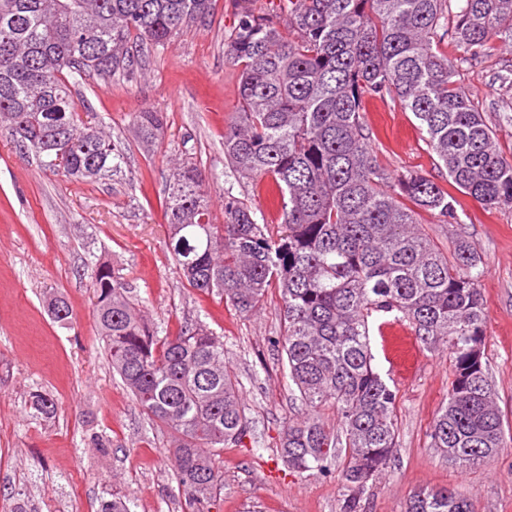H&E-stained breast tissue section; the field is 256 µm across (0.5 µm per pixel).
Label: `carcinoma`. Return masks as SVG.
Returning <instances> with one entry per match:
<instances>
[{
  "instance_id": "1",
  "label": "carcinoma",
  "mask_w": 512,
  "mask_h": 512,
  "mask_svg": "<svg viewBox=\"0 0 512 512\" xmlns=\"http://www.w3.org/2000/svg\"><path fill=\"white\" fill-rule=\"evenodd\" d=\"M213 0H0V124L19 150L68 178L110 180L123 153L81 118L70 86L107 84L136 65L141 44L162 46L208 21ZM242 0L227 54L240 66L238 111L224 131V159L242 179L269 177L283 231L224 197L213 223L197 164L177 163L164 198L167 248L189 287L237 313L257 312L269 290L282 303L271 341L306 415L288 421L280 457L289 470L323 476L343 459L349 494L361 497L396 449V392L373 365L369 320L391 315L429 348L448 345V401L430 426L431 447L462 466L506 446L484 358L483 261L463 234L443 255L419 229L421 211L458 224L456 198L417 171L378 160L363 103L375 96L410 112L446 180L487 210L512 209V158L460 84L458 67L512 44V0H279L276 13ZM453 53H448V50ZM139 140L164 129L160 112H136ZM95 320L112 365L152 422L170 434L179 491L190 512L221 497L214 452L249 432L240 382L224 364V337L204 324L159 337L107 263L91 275ZM48 315L64 324L67 300ZM44 418L56 403L32 396ZM337 417L340 430L326 426ZM405 512H473L458 488H421Z\"/></svg>"
}]
</instances>
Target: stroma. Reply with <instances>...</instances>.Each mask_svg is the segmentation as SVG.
Masks as SVG:
<instances>
[{
	"mask_svg": "<svg viewBox=\"0 0 512 512\" xmlns=\"http://www.w3.org/2000/svg\"><path fill=\"white\" fill-rule=\"evenodd\" d=\"M240 0H215L207 24L143 51L133 74L105 84L92 78L73 89L83 118L105 127L125 150L123 175L82 182L42 170L0 127V512H100L119 495L135 512H186L168 453L170 438L153 426L112 371L94 318L90 274L106 262L147 319L163 333L204 322L224 337V361L241 382V396L259 447L228 448L216 458L224 492L210 512H339L346 494L340 474H298L278 458L280 436L300 404L268 340L281 327L280 301L269 292L262 310L235 312L201 296L179 278L166 248L165 185L185 155L195 157L212 195L215 223L224 197L252 208L261 224L282 221L270 179H238L224 159V129L238 104L239 68L225 44ZM512 51L462 65L460 79L490 124L504 155L512 154ZM162 113L165 132L141 146L131 115ZM365 122L380 162L391 172L441 177L412 113L367 99ZM461 221H419L443 252L456 234L484 260V359L506 425L512 426V209L488 212L462 197ZM64 295L72 315L54 323L46 301ZM374 364L397 393V448L362 500V512H404L423 487L465 489L474 512H512V443L479 466L461 467L432 448L428 432L448 399L447 346L416 349L414 369L396 374L378 330L370 332ZM50 395L56 415H33L31 393ZM109 439L100 452L93 436Z\"/></svg>",
	"mask_w": 512,
	"mask_h": 512,
	"instance_id": "35a3bbf8",
	"label": "stroma"
}]
</instances>
